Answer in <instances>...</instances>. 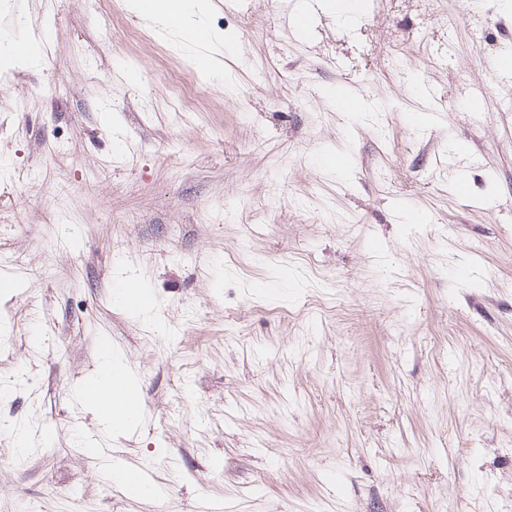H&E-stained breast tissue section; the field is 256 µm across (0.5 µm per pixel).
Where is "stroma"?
Instances as JSON below:
<instances>
[{
  "mask_svg": "<svg viewBox=\"0 0 512 512\" xmlns=\"http://www.w3.org/2000/svg\"><path fill=\"white\" fill-rule=\"evenodd\" d=\"M209 2L0 0V512H512V0ZM189 10L185 6V0H134L135 9L144 17L159 25L163 30L177 34L188 46L197 45L199 31L206 30L202 22L195 16L204 14L208 8L207 0H196ZM143 2L147 10H143ZM195 8V10H194ZM204 32V31H203ZM205 33V32H204ZM207 42L221 43L224 41L220 33H205ZM100 366L97 373L83 380L75 390V396L82 406L94 410L103 421L105 429L112 433L118 430V425L127 421L135 406L136 399L132 388L131 375L112 361V350L103 348L100 354ZM119 387L123 389V396L112 400V407L108 417H101L98 413L92 396L102 388Z\"/></svg>",
  "mask_w": 512,
  "mask_h": 512,
  "instance_id": "35a3bbf8",
  "label": "stroma"
}]
</instances>
